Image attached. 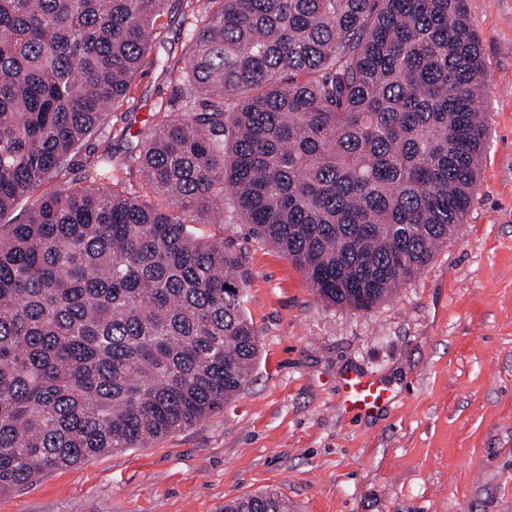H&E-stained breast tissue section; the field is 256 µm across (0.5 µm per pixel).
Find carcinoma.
<instances>
[{"instance_id": "cac0c4a2", "label": "carcinoma", "mask_w": 512, "mask_h": 512, "mask_svg": "<svg viewBox=\"0 0 512 512\" xmlns=\"http://www.w3.org/2000/svg\"><path fill=\"white\" fill-rule=\"evenodd\" d=\"M166 0H0V491L185 430L247 383L253 234L316 295L368 309L458 231L487 128L467 0H195L178 97L141 139L146 193L67 175L149 52ZM168 201L166 208L152 198ZM224 512H290L276 491Z\"/></svg>"}]
</instances>
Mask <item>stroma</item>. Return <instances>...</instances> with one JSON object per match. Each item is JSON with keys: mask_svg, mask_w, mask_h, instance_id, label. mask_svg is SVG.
I'll return each mask as SVG.
<instances>
[{"mask_svg": "<svg viewBox=\"0 0 512 512\" xmlns=\"http://www.w3.org/2000/svg\"><path fill=\"white\" fill-rule=\"evenodd\" d=\"M484 65L487 141L448 243L368 310L322 302L304 273L224 203L196 225L236 254L260 354L228 408L145 448L0 493V512H224L268 489L295 512H512V0H467ZM190 0H167L147 63L111 107L112 180L143 192L137 134L174 99ZM387 387L377 409L341 401L350 373Z\"/></svg>", "mask_w": 512, "mask_h": 512, "instance_id": "35a3bbf8", "label": "stroma"}]
</instances>
